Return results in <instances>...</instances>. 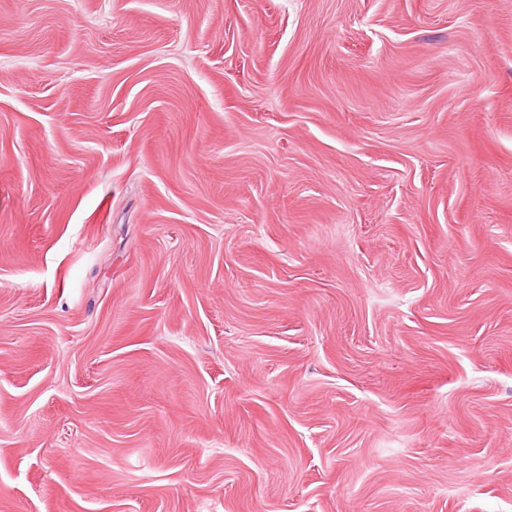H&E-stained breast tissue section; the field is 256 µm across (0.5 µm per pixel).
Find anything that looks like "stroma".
Here are the masks:
<instances>
[{
	"label": "stroma",
	"instance_id": "1",
	"mask_svg": "<svg viewBox=\"0 0 512 512\" xmlns=\"http://www.w3.org/2000/svg\"><path fill=\"white\" fill-rule=\"evenodd\" d=\"M0 512H512V0H0Z\"/></svg>",
	"mask_w": 512,
	"mask_h": 512
}]
</instances>
